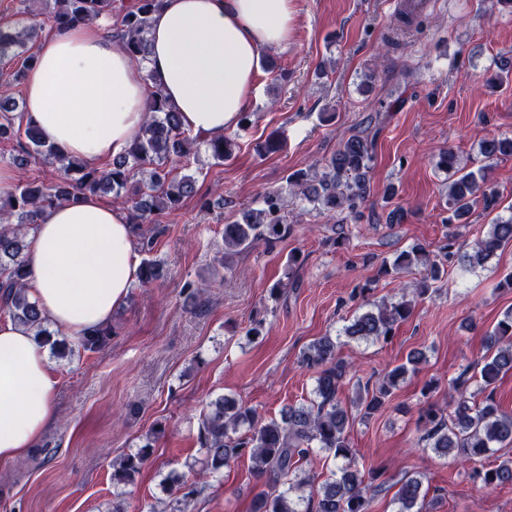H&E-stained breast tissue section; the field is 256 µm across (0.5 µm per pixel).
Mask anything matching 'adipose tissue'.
<instances>
[{"instance_id":"ef3b65f1","label":"adipose tissue","mask_w":512,"mask_h":512,"mask_svg":"<svg viewBox=\"0 0 512 512\" xmlns=\"http://www.w3.org/2000/svg\"><path fill=\"white\" fill-rule=\"evenodd\" d=\"M295 17V0H163L143 61L98 21L51 32L27 74L22 118L60 156L88 164L129 148L156 89L184 129H234L262 55L287 44ZM26 264L28 295L53 327L75 335L109 325L139 279L128 211L93 193L47 208L29 233ZM57 391L33 331L0 322V467L38 445L56 419Z\"/></svg>"}]
</instances>
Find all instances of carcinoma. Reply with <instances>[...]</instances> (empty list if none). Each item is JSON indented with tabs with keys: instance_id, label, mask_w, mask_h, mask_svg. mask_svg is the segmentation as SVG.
<instances>
[{
	"instance_id": "carcinoma-1",
	"label": "carcinoma",
	"mask_w": 512,
	"mask_h": 512,
	"mask_svg": "<svg viewBox=\"0 0 512 512\" xmlns=\"http://www.w3.org/2000/svg\"><path fill=\"white\" fill-rule=\"evenodd\" d=\"M163 0H54L49 12L34 8V0H22L19 13L30 22L15 30L0 27V62L13 56L22 59L18 70L0 81V137L15 135L14 119L8 113L16 111L10 94L11 86L22 81L35 61L33 52L37 31L49 25L56 29H72L102 17L115 18V37L124 50L136 59H144L150 50L148 33L152 14ZM379 129L373 117L349 136L327 161L325 170L309 177L306 171L288 176L289 185L298 189L302 199L315 210L347 212L357 219L360 208L370 194L368 172L371 168ZM26 142L19 143L21 155L14 159L15 167L23 169L33 161H51L59 165V182L53 186L37 184L20 178L13 186L0 192V315L19 325L35 330V336L45 337L55 353L64 355L67 342L50 340L60 334L44 327V319L27 293L25 250L30 230L38 224L44 211L57 202L67 201L82 192L112 193L131 203L129 214L134 225L145 223L150 216L179 206L182 199L193 195L196 179L192 175H174L169 163L174 159L190 162L194 147L204 145L212 159L222 162L232 154L233 140L224 134L208 138L193 136L181 126L179 113L163 96L153 91L147 101L146 120L142 135L114 160L107 171L71 158L63 159L55 147L46 144L36 128L25 123ZM482 153L489 164L478 171L462 173L455 168L456 155L448 149L438 158V166L456 179L448 188V224L466 217L477 205L494 210L499 192L488 177L490 162L512 157V138H492L482 144ZM287 225L281 215L280 195L271 190L263 195V208L242 213V217L224 225V247L242 251L255 240L281 238ZM457 233L448 232L435 255L421 244L400 252L392 262L383 263L380 273L398 274L412 267L424 269L415 293L425 295L434 290L443 266L442 260L455 258L473 267L487 262L498 251L512 245V215L497 217L479 237L473 252L452 251ZM141 282L149 284L160 276L155 260L145 258L140 264ZM373 281L358 286L351 298L360 299L372 308L357 313L342 328V335L357 341H386L395 326L413 313V301L401 296L395 301L370 303L368 294ZM111 336L108 326L81 335L78 341L85 351L103 347ZM338 336H322L302 353V362L316 372L313 399L285 407L280 417L269 420L254 407H248L233 396H224L210 403L198 429L196 443L207 469L218 475L242 457L252 462L255 478L263 483L251 501L250 512H372L374 495L370 494L377 472L359 466L349 441V429L357 419L366 421L385 406L386 399L406 376L414 373L425 360L424 354H409L405 363L385 373L375 391L358 395L352 404L344 406L338 393L352 368L338 358ZM512 371V310L487 332L483 354L469 367L448 382L456 393L451 409L443 414L425 411L419 422L423 426L421 441L425 447L447 456L477 461L489 457L498 448L512 447V414L502 411L494 397L495 384ZM477 389L469 392L471 384ZM152 443L124 457L113 466V479L119 483L134 482ZM315 453L336 461V470L320 484L306 473ZM487 488L512 484V459L475 471ZM394 494L397 512H423L419 506L422 495L420 478L404 475Z\"/></svg>"
}]
</instances>
